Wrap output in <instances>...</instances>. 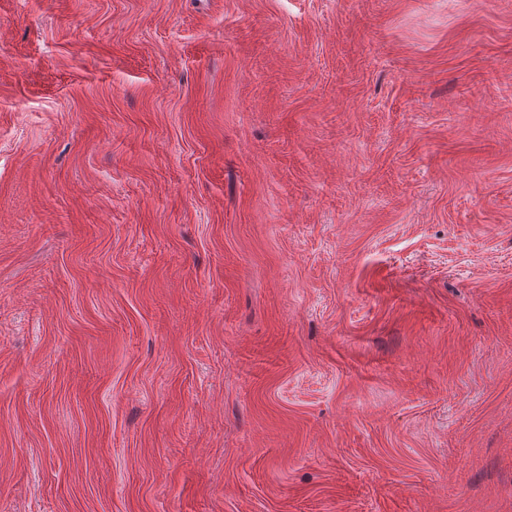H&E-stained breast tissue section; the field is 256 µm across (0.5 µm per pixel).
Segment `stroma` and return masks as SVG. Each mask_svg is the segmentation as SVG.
I'll list each match as a JSON object with an SVG mask.
<instances>
[{"instance_id":"35a3bbf8","label":"stroma","mask_w":512,"mask_h":512,"mask_svg":"<svg viewBox=\"0 0 512 512\" xmlns=\"http://www.w3.org/2000/svg\"><path fill=\"white\" fill-rule=\"evenodd\" d=\"M0 512H512V0H0Z\"/></svg>"}]
</instances>
